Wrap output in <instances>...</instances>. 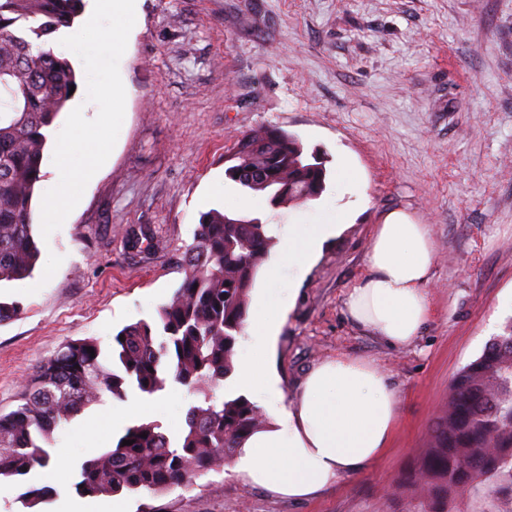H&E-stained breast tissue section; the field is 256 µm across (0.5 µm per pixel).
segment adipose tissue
Listing matches in <instances>:
<instances>
[{
    "label": "adipose tissue",
    "mask_w": 512,
    "mask_h": 512,
    "mask_svg": "<svg viewBox=\"0 0 512 512\" xmlns=\"http://www.w3.org/2000/svg\"><path fill=\"white\" fill-rule=\"evenodd\" d=\"M345 219L334 208L317 223L289 225L278 261L263 272L270 287L253 308L247 354L236 377L237 388L275 421L246 439L234 470L249 484L291 500L312 498L372 464L397 423L396 388L370 358L339 354L323 361L291 398L272 368L274 344L297 287ZM434 251L430 225L388 213L374 227L366 271L347 296L350 319L390 346L413 342L431 314L426 285Z\"/></svg>",
    "instance_id": "obj_1"
}]
</instances>
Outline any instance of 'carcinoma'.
<instances>
[{
    "label": "carcinoma",
    "instance_id": "obj_1",
    "mask_svg": "<svg viewBox=\"0 0 512 512\" xmlns=\"http://www.w3.org/2000/svg\"><path fill=\"white\" fill-rule=\"evenodd\" d=\"M83 8L84 0H0V283L36 269L32 200L44 178L46 130L77 85L70 62L47 42ZM230 161L226 176L247 191L267 193L273 179L292 184L279 207L315 200L325 189L323 163L307 159L299 139L277 127L244 136ZM274 244L258 217L202 214L185 277L155 322L121 329L107 358L92 339L67 343L25 383L21 404L0 413V438L9 442L0 477L49 464L54 433L104 395L123 400L132 388L154 396L172 384L199 396L181 436L171 440L157 421L127 427L112 447L81 463L75 492L162 496L231 460L266 417L246 397L219 400L214 389L234 372L250 291ZM398 489L412 512H463L461 502L475 496L493 500L494 512H512V323L456 374L429 448ZM52 495L30 485L19 499L25 512H38Z\"/></svg>",
    "mask_w": 512,
    "mask_h": 512
}]
</instances>
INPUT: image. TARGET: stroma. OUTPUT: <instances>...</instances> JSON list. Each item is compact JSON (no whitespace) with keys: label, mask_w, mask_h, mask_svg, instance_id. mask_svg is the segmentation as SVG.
I'll return each instance as SVG.
<instances>
[{"label":"stroma","mask_w":512,"mask_h":512,"mask_svg":"<svg viewBox=\"0 0 512 512\" xmlns=\"http://www.w3.org/2000/svg\"><path fill=\"white\" fill-rule=\"evenodd\" d=\"M119 62L124 120L105 164L62 226L39 241L33 277L0 286L21 314L0 325V412L58 348L109 349L152 321L185 276L201 213L244 197L224 176L242 136L275 126L327 168L315 200L250 208L275 237L301 215L345 210L348 225L302 280L275 345L286 395L339 354L374 359L398 392L390 444L373 464L301 502L240 481L224 466L155 497L118 496L125 512H409L394 490L422 456L455 374L512 321V0H139ZM350 162L359 179L341 173ZM391 211L430 225L432 313L393 348L346 314L375 224ZM196 400L104 396L56 435L45 473L8 479L0 512L28 486L72 488L80 464L121 435L113 413L157 421L171 437Z\"/></svg>","instance_id":"35a3bbf8"}]
</instances>
